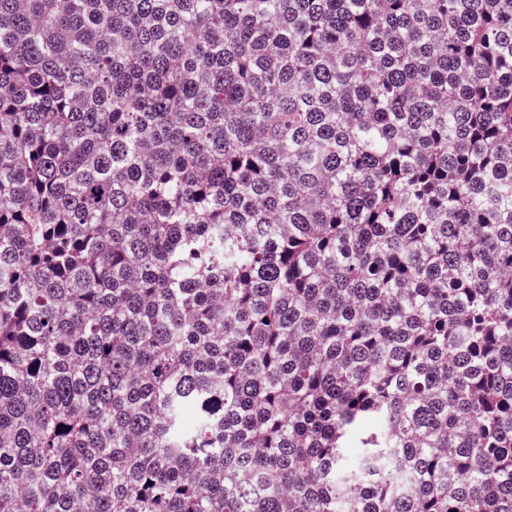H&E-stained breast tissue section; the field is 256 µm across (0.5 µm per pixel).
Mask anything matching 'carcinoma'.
<instances>
[{"label":"carcinoma","instance_id":"obj_1","mask_svg":"<svg viewBox=\"0 0 512 512\" xmlns=\"http://www.w3.org/2000/svg\"><path fill=\"white\" fill-rule=\"evenodd\" d=\"M0 512H512V0H0Z\"/></svg>","mask_w":512,"mask_h":512}]
</instances>
